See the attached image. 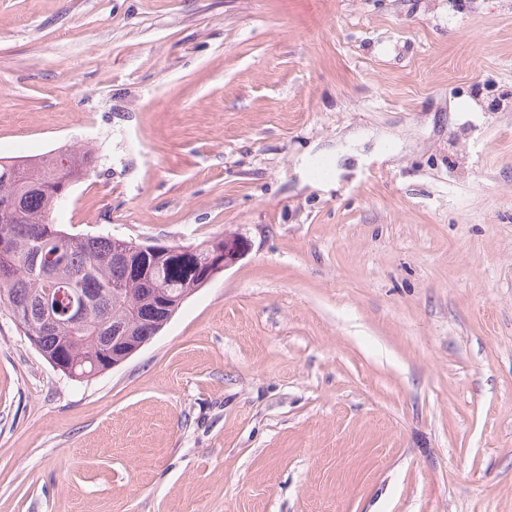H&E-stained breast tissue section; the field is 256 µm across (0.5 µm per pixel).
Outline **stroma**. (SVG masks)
I'll use <instances>...</instances> for the list:
<instances>
[{"instance_id":"obj_1","label":"stroma","mask_w":512,"mask_h":512,"mask_svg":"<svg viewBox=\"0 0 512 512\" xmlns=\"http://www.w3.org/2000/svg\"><path fill=\"white\" fill-rule=\"evenodd\" d=\"M72 233L250 244L89 380L0 307V512H512V0H0V158Z\"/></svg>"}]
</instances>
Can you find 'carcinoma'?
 <instances>
[{
  "instance_id": "carcinoma-1",
  "label": "carcinoma",
  "mask_w": 512,
  "mask_h": 512,
  "mask_svg": "<svg viewBox=\"0 0 512 512\" xmlns=\"http://www.w3.org/2000/svg\"><path fill=\"white\" fill-rule=\"evenodd\" d=\"M62 155L69 166H59L58 156L48 152L26 166L22 179L14 176L12 164L0 161V205L20 204L15 220L0 223V304L25 335L35 337L43 357L89 374L94 362L104 361L103 347L112 342L113 329L138 331L152 323L160 329L168 322L152 289L162 286L184 301L202 287L207 251L153 244L120 260L112 255L111 238L64 231L52 219L67 195L62 187L73 176L85 175L95 156L87 147H69ZM116 286L125 289L121 300L112 297ZM56 295L83 309L82 330L62 317L43 323L44 302Z\"/></svg>"
}]
</instances>
